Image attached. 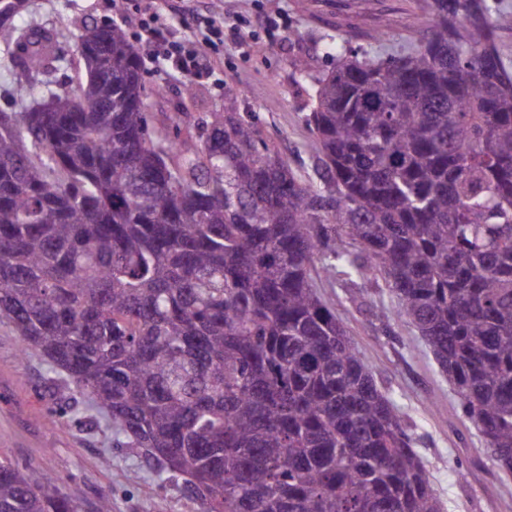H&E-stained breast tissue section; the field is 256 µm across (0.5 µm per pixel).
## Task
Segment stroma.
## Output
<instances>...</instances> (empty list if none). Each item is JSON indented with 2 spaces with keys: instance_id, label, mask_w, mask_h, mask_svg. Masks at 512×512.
<instances>
[{
  "instance_id": "stroma-1",
  "label": "stroma",
  "mask_w": 512,
  "mask_h": 512,
  "mask_svg": "<svg viewBox=\"0 0 512 512\" xmlns=\"http://www.w3.org/2000/svg\"><path fill=\"white\" fill-rule=\"evenodd\" d=\"M34 21L56 29L61 61L53 83L75 86L82 64L76 38L90 24L122 23L137 39L135 22L122 20L112 0H31ZM427 0H201L208 14L242 18L277 12L284 21L267 31L242 25L226 31L224 46L212 55L208 75L185 82L165 70L145 65L146 110L156 128L172 112L199 118L217 108L253 120L301 176L314 172L305 123L314 80L331 61L324 44L330 39L377 56L399 49L425 33ZM309 63L299 71L296 60ZM364 306L343 302L338 317L378 385L389 392L417 425V451L432 476L445 512H512V476L494 464L486 443L415 328L382 323L372 308L390 304L385 289L364 285ZM56 415V426L44 424ZM0 455L37 465L80 512H97L103 495L112 512H200L165 473L148 466L141 449L116 445L108 420L89 402L74 404L72 392L38 353L20 357L12 330L0 323ZM110 466H102V459Z\"/></svg>"
}]
</instances>
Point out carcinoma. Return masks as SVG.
Listing matches in <instances>:
<instances>
[{
	"label": "carcinoma",
	"mask_w": 512,
	"mask_h": 512,
	"mask_svg": "<svg viewBox=\"0 0 512 512\" xmlns=\"http://www.w3.org/2000/svg\"><path fill=\"white\" fill-rule=\"evenodd\" d=\"M503 0H430L370 57L329 41L306 124L320 182L239 112L153 131L122 25L58 32L0 0V321L201 512H444L415 424L336 315L383 280L512 475V71ZM0 512H79L0 457ZM506 2L510 4V8L498 19V46L502 55L512 64V0H506Z\"/></svg>",
	"instance_id": "carcinoma-1"
}]
</instances>
